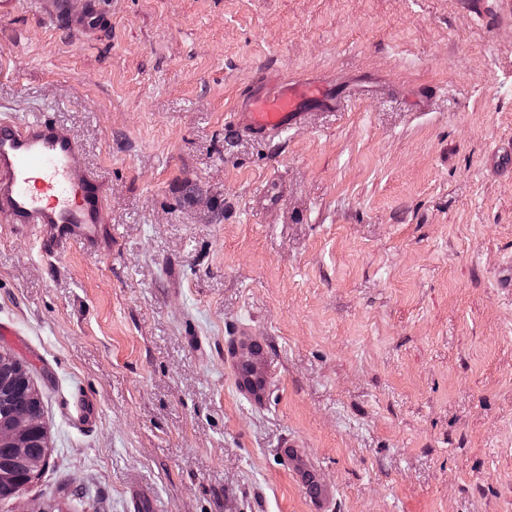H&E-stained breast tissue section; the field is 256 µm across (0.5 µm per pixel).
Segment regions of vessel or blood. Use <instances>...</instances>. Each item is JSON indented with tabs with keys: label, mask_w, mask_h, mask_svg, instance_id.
I'll return each instance as SVG.
<instances>
[{
	"label": "vessel or blood",
	"mask_w": 512,
	"mask_h": 512,
	"mask_svg": "<svg viewBox=\"0 0 512 512\" xmlns=\"http://www.w3.org/2000/svg\"><path fill=\"white\" fill-rule=\"evenodd\" d=\"M37 2L43 15L82 36H94L103 24L98 0H86L79 12L71 0ZM311 104H331L321 80L273 85L261 74L235 100L230 120L254 138L272 139L297 123ZM80 155L81 146L69 128L48 115L23 121L0 118V215L36 229L44 251L52 256L65 255L76 243L90 252L102 247L106 195L93 175L79 169ZM242 345L250 348L251 358L237 372V388L259 405L271 378L267 346L241 333L227 342L226 358L235 359Z\"/></svg>",
	"instance_id": "obj_1"
}]
</instances>
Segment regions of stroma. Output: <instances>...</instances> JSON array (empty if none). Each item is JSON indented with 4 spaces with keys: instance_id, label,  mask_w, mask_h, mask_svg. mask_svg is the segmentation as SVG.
Listing matches in <instances>:
<instances>
[{
    "instance_id": "stroma-1",
    "label": "stroma",
    "mask_w": 512,
    "mask_h": 512,
    "mask_svg": "<svg viewBox=\"0 0 512 512\" xmlns=\"http://www.w3.org/2000/svg\"><path fill=\"white\" fill-rule=\"evenodd\" d=\"M102 8L91 41L0 19V117L67 126L109 217L58 259L0 218V352L49 446L0 512H313L287 438L332 512H512V0ZM261 72L340 107L254 139L224 114ZM241 345H248L251 350V359L246 364L251 369H243L241 363L236 364L237 388L254 405H261L265 400L271 378L268 366L267 345L260 340L240 333L227 342L225 346L226 358L234 361L237 356V350Z\"/></svg>"
}]
</instances>
